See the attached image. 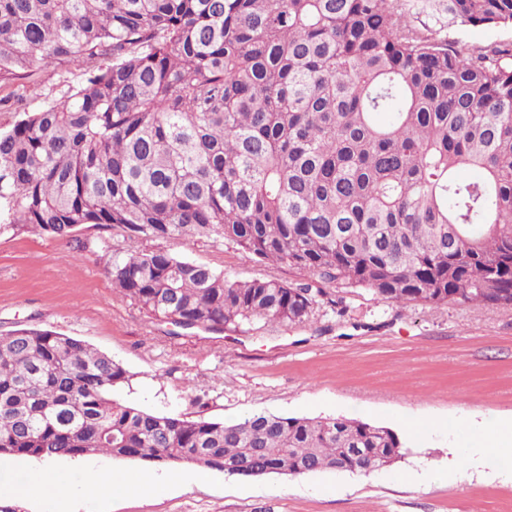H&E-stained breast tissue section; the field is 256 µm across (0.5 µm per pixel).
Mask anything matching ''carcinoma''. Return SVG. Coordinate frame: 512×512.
Listing matches in <instances>:
<instances>
[{
	"mask_svg": "<svg viewBox=\"0 0 512 512\" xmlns=\"http://www.w3.org/2000/svg\"><path fill=\"white\" fill-rule=\"evenodd\" d=\"M411 0H0V86L84 79L0 131V236L121 228L114 287L183 328L302 324L307 284L232 281L137 247L219 237L400 304L512 306V41L463 53ZM448 25L512 28V0H446ZM474 169L471 180L464 172ZM126 371L36 327L0 333V456L107 454L237 475L390 466L405 445L356 419L157 415Z\"/></svg>",
	"mask_w": 512,
	"mask_h": 512,
	"instance_id": "carcinoma-1",
	"label": "carcinoma"
}]
</instances>
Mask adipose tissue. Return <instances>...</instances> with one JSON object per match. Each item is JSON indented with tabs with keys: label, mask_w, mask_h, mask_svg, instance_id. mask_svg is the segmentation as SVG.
<instances>
[{
	"label": "adipose tissue",
	"mask_w": 512,
	"mask_h": 512,
	"mask_svg": "<svg viewBox=\"0 0 512 512\" xmlns=\"http://www.w3.org/2000/svg\"><path fill=\"white\" fill-rule=\"evenodd\" d=\"M23 461L0 460V496H11L29 500L53 501L56 512H74L73 495L68 492L69 475L64 471H49L23 480L17 479L16 471L24 469ZM160 480L151 475L132 476L127 473H99L89 468L85 471L80 495L108 497L112 493L152 492Z\"/></svg>",
	"instance_id": "1"
}]
</instances>
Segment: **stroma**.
Wrapping results in <instances>:
<instances>
[{
  "label": "stroma",
  "instance_id": "stroma-1",
  "mask_svg": "<svg viewBox=\"0 0 512 512\" xmlns=\"http://www.w3.org/2000/svg\"><path fill=\"white\" fill-rule=\"evenodd\" d=\"M410 21L461 47L512 41V29L452 27L443 0H414ZM78 69L41 68L34 82L0 87V129L77 83ZM223 271L232 280L303 282L285 264L227 241L140 237ZM122 230L85 228L68 241L25 232L0 238V332L37 327L83 341L120 364L114 399L139 409L227 423L253 413L356 417L397 431L404 457L368 474L207 481L146 497L83 500L79 512H512V480L498 474L481 429L512 419V307H425L323 284L312 319L262 320L234 331L185 330L113 288L100 256H124ZM344 299L345 315L335 301Z\"/></svg>",
  "mask_w": 512,
  "mask_h": 512
}]
</instances>
